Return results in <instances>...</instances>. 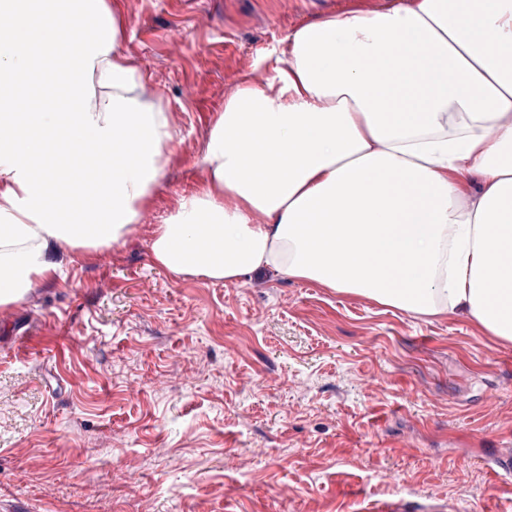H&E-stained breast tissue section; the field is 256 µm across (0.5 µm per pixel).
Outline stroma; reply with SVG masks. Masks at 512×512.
<instances>
[{"instance_id":"stroma-1","label":"stroma","mask_w":512,"mask_h":512,"mask_svg":"<svg viewBox=\"0 0 512 512\" xmlns=\"http://www.w3.org/2000/svg\"><path fill=\"white\" fill-rule=\"evenodd\" d=\"M176 132L123 244L0 307V512H512V344L272 271L173 276L155 224L295 29L397 0H119Z\"/></svg>"}]
</instances>
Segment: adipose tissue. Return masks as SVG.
<instances>
[{
    "instance_id": "obj_1",
    "label": "adipose tissue",
    "mask_w": 512,
    "mask_h": 512,
    "mask_svg": "<svg viewBox=\"0 0 512 512\" xmlns=\"http://www.w3.org/2000/svg\"><path fill=\"white\" fill-rule=\"evenodd\" d=\"M121 34L110 0H0V307L59 249L122 244L162 176L175 131ZM288 40L265 86L225 99L154 262L464 312L512 344V0H414Z\"/></svg>"
}]
</instances>
